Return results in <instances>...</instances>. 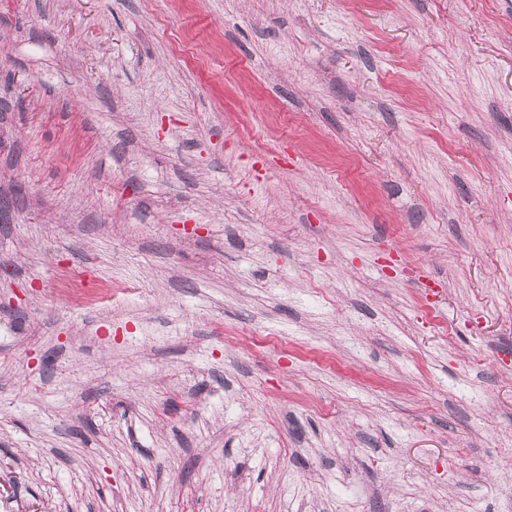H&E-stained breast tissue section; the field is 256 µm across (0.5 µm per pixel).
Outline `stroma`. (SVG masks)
Listing matches in <instances>:
<instances>
[{
	"mask_svg": "<svg viewBox=\"0 0 512 512\" xmlns=\"http://www.w3.org/2000/svg\"><path fill=\"white\" fill-rule=\"evenodd\" d=\"M0 512H512V0H0Z\"/></svg>",
	"mask_w": 512,
	"mask_h": 512,
	"instance_id": "stroma-1",
	"label": "stroma"
}]
</instances>
